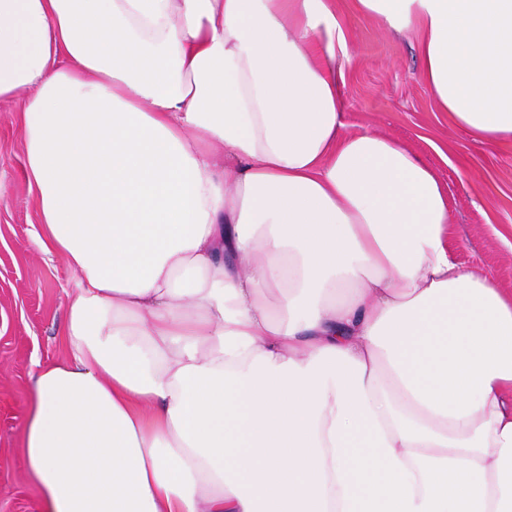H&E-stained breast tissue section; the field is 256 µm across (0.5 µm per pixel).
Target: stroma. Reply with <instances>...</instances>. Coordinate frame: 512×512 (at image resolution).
Wrapping results in <instances>:
<instances>
[{"label": "stroma", "mask_w": 512, "mask_h": 512, "mask_svg": "<svg viewBox=\"0 0 512 512\" xmlns=\"http://www.w3.org/2000/svg\"><path fill=\"white\" fill-rule=\"evenodd\" d=\"M353 51L346 62L344 122L406 142L448 187L460 263L512 292V138L474 142L450 123L428 91L413 38L386 33L336 0ZM21 114L0 104V512H44L26 470L23 425L41 366L65 361L59 336L75 276L37 245L39 214L25 175Z\"/></svg>", "instance_id": "obj_1"}]
</instances>
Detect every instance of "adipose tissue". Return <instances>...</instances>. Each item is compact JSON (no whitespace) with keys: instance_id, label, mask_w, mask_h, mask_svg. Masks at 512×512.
<instances>
[{"instance_id":"ef3b65f1","label":"adipose tissue","mask_w":512,"mask_h":512,"mask_svg":"<svg viewBox=\"0 0 512 512\" xmlns=\"http://www.w3.org/2000/svg\"><path fill=\"white\" fill-rule=\"evenodd\" d=\"M356 3L512 137V0ZM350 50L334 0H0L76 276L24 426L45 512H512V293L412 148L347 131Z\"/></svg>"}]
</instances>
